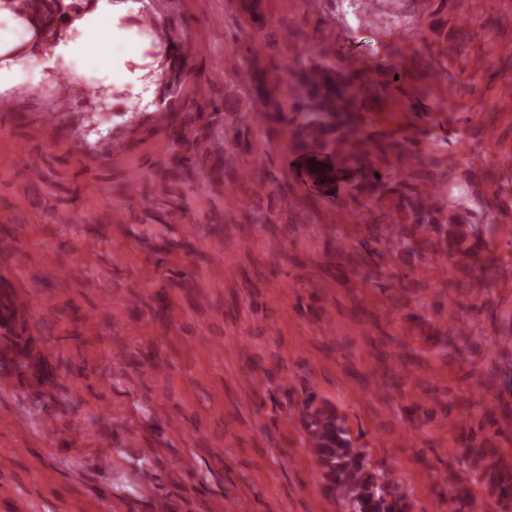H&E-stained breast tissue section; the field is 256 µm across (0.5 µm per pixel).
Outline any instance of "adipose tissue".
<instances>
[{
  "label": "adipose tissue",
  "instance_id": "obj_1",
  "mask_svg": "<svg viewBox=\"0 0 512 512\" xmlns=\"http://www.w3.org/2000/svg\"><path fill=\"white\" fill-rule=\"evenodd\" d=\"M118 22L112 0H90L89 7L71 18L67 27L51 42L47 68L57 73L66 70L80 60L88 38L94 37L107 49L103 68L94 72V79L106 87L116 81L136 83L143 58L122 41L117 33Z\"/></svg>",
  "mask_w": 512,
  "mask_h": 512
}]
</instances>
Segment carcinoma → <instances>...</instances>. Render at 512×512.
<instances>
[{"mask_svg": "<svg viewBox=\"0 0 512 512\" xmlns=\"http://www.w3.org/2000/svg\"><path fill=\"white\" fill-rule=\"evenodd\" d=\"M8 2L10 9L28 18L35 27V35L47 41L57 36L69 17L88 5V0H0ZM256 49L248 54L237 50L225 57L224 67L235 72L243 70ZM328 63L319 65L299 54L294 56L290 76L295 79L290 88L289 100L275 104L283 132L303 141L313 139L331 147V153L344 160H360L371 155L368 141L358 135L352 125L353 109L358 95L349 91L350 84L336 73L334 56L325 54ZM312 110L335 117L332 123L303 119L295 129H288L289 112L305 114ZM437 196L432 185L408 197L409 218L414 224H448V234L457 239L467 236L465 225L452 224L451 214L443 215L433 199ZM309 445L320 469L323 491L348 501L352 512H407L404 497L388 490L384 475L369 469L366 449L356 446L348 429L336 416V410L326 404L313 406L308 401L303 416ZM496 495L506 506H512V466L506 470L492 464L485 471Z\"/></svg>", "mask_w": 512, "mask_h": 512, "instance_id": "1", "label": "carcinoma"}]
</instances>
